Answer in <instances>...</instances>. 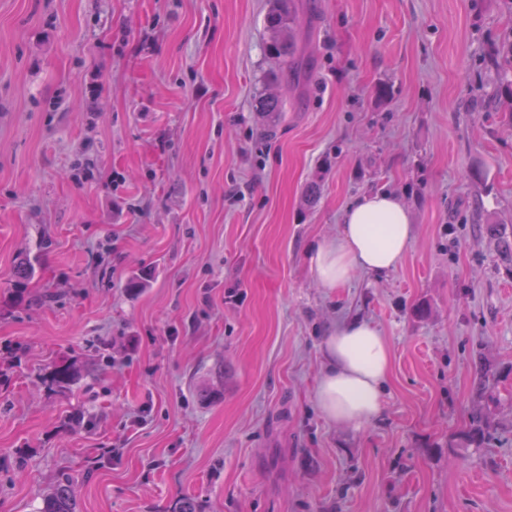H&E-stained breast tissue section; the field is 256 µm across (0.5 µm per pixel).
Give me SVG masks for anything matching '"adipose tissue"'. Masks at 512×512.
<instances>
[{
    "instance_id": "1",
    "label": "adipose tissue",
    "mask_w": 512,
    "mask_h": 512,
    "mask_svg": "<svg viewBox=\"0 0 512 512\" xmlns=\"http://www.w3.org/2000/svg\"><path fill=\"white\" fill-rule=\"evenodd\" d=\"M413 235L411 214L395 193L365 192L344 208L337 235L315 249L310 268L325 288L342 287L359 272L381 276L398 267ZM321 352L315 403L323 418L356 429L377 421L392 363L382 332L352 317L324 337Z\"/></svg>"
}]
</instances>
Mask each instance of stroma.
Returning a JSON list of instances; mask_svg holds the SVG:
<instances>
[{"label": "stroma", "instance_id": "35a3bbf8", "mask_svg": "<svg viewBox=\"0 0 512 512\" xmlns=\"http://www.w3.org/2000/svg\"><path fill=\"white\" fill-rule=\"evenodd\" d=\"M295 3L312 84L266 140L269 0H0V512L64 474L80 512H512V275L485 233L512 224V124L466 108L512 0ZM381 189L412 212L403 260L321 287L312 249ZM352 316L393 362L360 429L313 399ZM64 358L90 373L61 392ZM465 437L477 446L487 445L493 438L490 421L482 409L472 415Z\"/></svg>", "mask_w": 512, "mask_h": 512}]
</instances>
